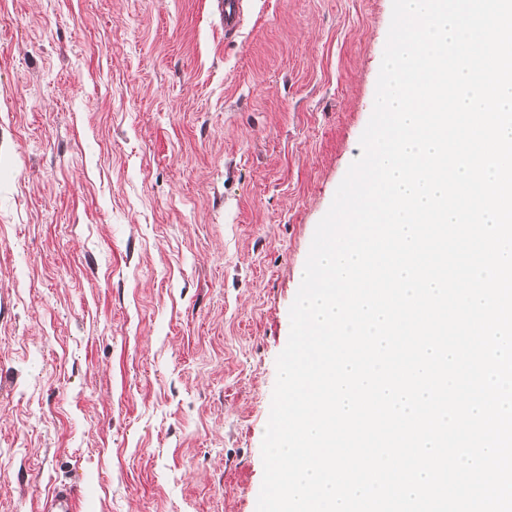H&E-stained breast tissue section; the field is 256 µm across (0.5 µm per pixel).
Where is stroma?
<instances>
[{
    "instance_id": "1",
    "label": "stroma",
    "mask_w": 512,
    "mask_h": 512,
    "mask_svg": "<svg viewBox=\"0 0 512 512\" xmlns=\"http://www.w3.org/2000/svg\"><path fill=\"white\" fill-rule=\"evenodd\" d=\"M392 0H0V512H256ZM245 0H216L224 32L237 31L245 19ZM77 496L72 489L57 488L45 502L44 512H75Z\"/></svg>"
}]
</instances>
